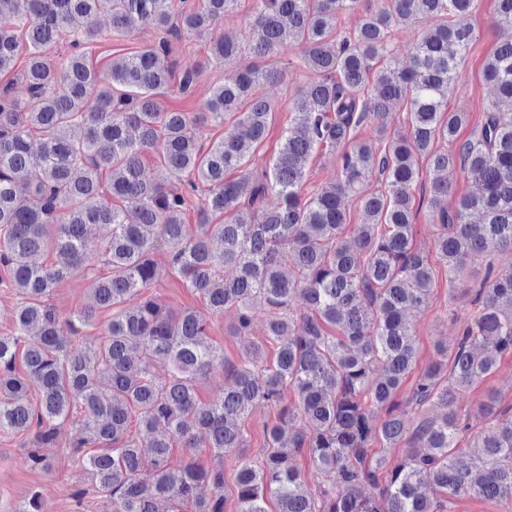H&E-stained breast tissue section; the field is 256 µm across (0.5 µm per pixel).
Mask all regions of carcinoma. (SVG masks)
Wrapping results in <instances>:
<instances>
[{
  "instance_id": "cac0c4a2",
  "label": "carcinoma",
  "mask_w": 512,
  "mask_h": 512,
  "mask_svg": "<svg viewBox=\"0 0 512 512\" xmlns=\"http://www.w3.org/2000/svg\"><path fill=\"white\" fill-rule=\"evenodd\" d=\"M359 3L253 0L243 46L214 34L239 0L197 7L186 0H0V73L27 49L29 92L21 101L0 88V265L21 297L12 330L0 335V431L32 434L30 467L51 468L47 449L56 446L57 427L77 418L74 447L92 449L83 461L111 512H160V503L165 512L186 504L225 512L224 469L168 463L173 443L194 448L198 435L236 464L235 512H268L271 501L276 512H445L460 496L512 502V406L492 394L471 416L455 409L460 393L512 354V269L487 268L469 289L474 311L452 350L437 349L400 399L417 363L410 312L428 305L433 287L429 256L413 244L419 212L426 208L438 221L435 251L451 284L463 282L472 259L512 252V40L488 57L484 75L496 98L475 138L461 141L469 113L448 111L447 93L474 41L472 28L454 18L474 0H377L340 34L339 16ZM100 14L119 34L150 23L207 40L215 64L245 52L252 62L212 89L204 111H165L157 95L172 87L166 42L114 58L109 72H99L87 49L99 37L91 21ZM408 23L425 32L396 62L388 56L391 33ZM64 42L71 47L65 59L47 53ZM290 50L311 79L293 102L279 151L258 173L253 166L273 112L261 87L283 77L288 64L274 60ZM396 111L406 113V138L388 132ZM201 118L216 127L230 119L234 131L205 149L193 131ZM367 122L376 125V146L354 141ZM323 150L336 156V180L305 196V163ZM149 152L163 168L153 180L142 175ZM423 156L432 177L417 199ZM235 169L240 175L226 179ZM459 171L477 190L450 207ZM171 175L186 178L188 190L169 189ZM270 194L279 207L267 211ZM349 195L364 215L350 242L342 237ZM190 207L193 232L183 221ZM94 229L107 275L85 266ZM161 246L212 313L236 310L241 359L218 352L195 310L173 314L147 292L159 277L153 256ZM39 255L52 261L38 263ZM80 271L89 279L85 300L63 322L50 297ZM136 293L139 303L125 307ZM297 296L308 309L299 317L288 312ZM257 304L266 339L278 342L269 364L263 343L248 338ZM104 311L111 312L106 335L70 349L65 333H80ZM158 365L168 369L163 381ZM217 367L230 383L217 401L203 403L197 386ZM263 405L276 410V422L265 426L254 460L236 421ZM429 405L443 412L410 427ZM372 406L385 410L377 425ZM472 418L490 425L473 435L464 464L458 436L473 429ZM139 432L152 436L148 457ZM397 448L403 452L394 458ZM302 454L327 487L306 485Z\"/></svg>"
}]
</instances>
